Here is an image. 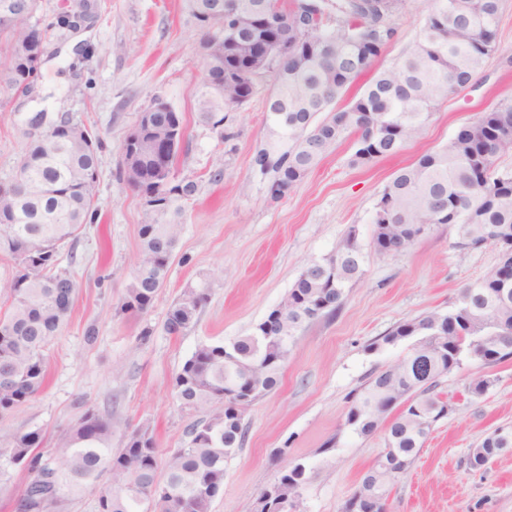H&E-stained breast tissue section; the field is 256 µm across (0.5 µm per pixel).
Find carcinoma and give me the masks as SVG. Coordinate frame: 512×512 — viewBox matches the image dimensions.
Segmentation results:
<instances>
[{
    "instance_id": "carcinoma-1",
    "label": "carcinoma",
    "mask_w": 512,
    "mask_h": 512,
    "mask_svg": "<svg viewBox=\"0 0 512 512\" xmlns=\"http://www.w3.org/2000/svg\"><path fill=\"white\" fill-rule=\"evenodd\" d=\"M335 15L314 16L302 0L280 7L275 34L262 27L270 0H188V8L210 40L218 60L217 77L229 74L242 87L201 85L195 110L201 123L217 128L220 112L249 102L268 82L272 91L266 112L278 125L274 138L257 149L253 164L271 178L280 196L290 193L322 156L346 135H354L353 165H366L398 152L420 134L429 112L448 94L468 86L493 51L499 0H429L417 40L390 69L377 72L345 109L332 111L336 97L368 71L394 37L391 17L402 0H330ZM32 10L0 21V89L27 95L28 64L44 54L49 28ZM233 10L240 25L235 39L267 54L265 68L253 72L247 62L224 53V12ZM327 113L321 118L319 114ZM156 135L178 136L162 176L147 169L120 172L144 201L164 193L159 210L147 207L139 225L138 275L131 276L116 312L145 313L170 272V261L182 232L188 205L198 190L194 181L174 179V166L186 139L182 113L161 97L151 113ZM70 120L30 135L19 168L25 179L0 183V255L13 264L37 252L27 272L4 285L9 308L0 314V416L28 402L43 388L45 349L67 321L73 300L58 304L54 284L70 274L58 269L59 250L80 230L96 221L98 184L85 173L98 170L99 135L90 128L68 139L59 128ZM512 154V100L501 102L463 126L441 149L423 154L398 172L377 201L372 223L374 245L383 253L411 246L434 224L456 227L458 244L499 247L500 261L483 278L466 286L448 313L431 312L407 320L383 336L395 345L417 338L396 364L376 373L352 403L346 424L361 436L378 431L393 409L398 413L384 430V450L366 471L344 512H383L392 481L414 463L420 449L449 404L436 389L440 379L462 363L465 354L486 364L512 358V172L498 160ZM354 230L336 251L303 271L281 303L278 341H266L265 322L228 343L200 344L174 380L175 398L183 408L209 406L212 414L193 426L190 441L165 461L159 474L157 446L150 425L127 435L125 446H110L116 423L112 416L87 409L60 435L55 453L63 463L44 458L39 429L0 435V482L16 469L29 473L17 503L18 512H41L56 495L63 502L86 487L99 488L98 512H212L224 489V464L245 436L242 414L228 386L248 389L257 397L272 391L288 358L289 342L301 325L339 309L345 288L363 273ZM209 299L204 286H189L169 309L165 329L181 334L193 326ZM512 433L496 430L469 457L480 469L503 448ZM306 469L290 466L266 486L271 496L253 512L302 510Z\"/></svg>"
}]
</instances>
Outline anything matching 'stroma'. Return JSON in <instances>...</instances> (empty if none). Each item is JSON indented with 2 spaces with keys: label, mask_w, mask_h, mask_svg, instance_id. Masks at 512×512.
<instances>
[{
  "label": "stroma",
  "mask_w": 512,
  "mask_h": 512,
  "mask_svg": "<svg viewBox=\"0 0 512 512\" xmlns=\"http://www.w3.org/2000/svg\"><path fill=\"white\" fill-rule=\"evenodd\" d=\"M66 0H41V24L52 25L31 97L0 95V181L9 180L29 143L28 120L61 115L101 137L99 216L61 247V266L76 282L71 314L46 347L47 383L34 398L0 416V430L39 428L45 448L87 408L111 414L112 445L124 447L130 428L149 423L167 457L186 446L193 425L212 410L183 408L173 379L200 344L248 334L277 307L312 262L332 253L348 231L361 244L363 273L332 316L297 332L278 386L245 409V439L228 459L224 491L212 512H252L257 493L290 464H305L304 512H343L363 475L384 449L382 433L361 437L346 425L353 399L374 372L397 363L408 342L384 344L398 324L447 312L462 288L499 261V249L456 245L455 227L437 224L407 249L388 254L373 246L374 206L402 168L447 144L482 112L512 100V0H499L494 50L471 84L430 113L422 134L395 154L351 165L352 137L329 151L300 184L273 197L270 180L252 165L269 136L265 112L270 86L247 104L224 112V130L202 124L195 95L202 67L200 31L186 0H98L95 22L81 50L68 53L77 34L56 28ZM426 0H404L391 19L396 34L377 68L390 66L412 45ZM182 112L186 143L179 178L198 183L172 259L168 281L141 315L116 306L140 255L143 201L119 178L126 135L155 97ZM220 181H212L215 171ZM207 282L210 298L196 324L174 336L167 312L183 289ZM95 328L87 340V328ZM151 329L141 340L142 329ZM492 382L481 396L470 380ZM438 391L450 410L437 421L407 472L398 475L386 512H512V447L479 470L467 458L496 429L512 431V359L494 365L463 358Z\"/></svg>",
  "instance_id": "obj_1"
}]
</instances>
